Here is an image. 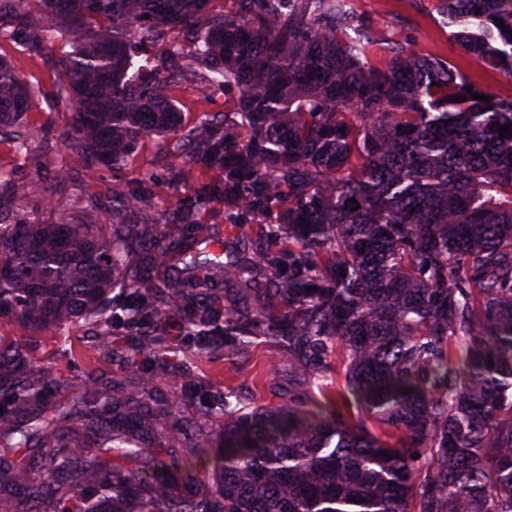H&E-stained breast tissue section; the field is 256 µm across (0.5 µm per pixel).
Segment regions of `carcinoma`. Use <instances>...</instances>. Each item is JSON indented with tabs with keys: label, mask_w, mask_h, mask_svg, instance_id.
I'll return each instance as SVG.
<instances>
[{
	"label": "carcinoma",
	"mask_w": 512,
	"mask_h": 512,
	"mask_svg": "<svg viewBox=\"0 0 512 512\" xmlns=\"http://www.w3.org/2000/svg\"><path fill=\"white\" fill-rule=\"evenodd\" d=\"M210 2L0 0V42L69 44L47 59L68 139L112 172V223L91 199L68 224L0 171V323L42 334L0 336V512H512V100L406 42L372 64L350 0ZM503 2L437 11L511 77ZM174 87L234 91L235 111L186 126ZM33 97L0 54V138L38 168ZM146 136L217 174L173 230L143 212L155 171L124 178ZM76 324L115 375L36 357ZM175 328L227 358L274 344L306 391L187 417L205 382Z\"/></svg>",
	"instance_id": "1"
}]
</instances>
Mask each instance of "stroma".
Returning <instances> with one entry per match:
<instances>
[{
    "label": "stroma",
    "mask_w": 512,
    "mask_h": 512,
    "mask_svg": "<svg viewBox=\"0 0 512 512\" xmlns=\"http://www.w3.org/2000/svg\"><path fill=\"white\" fill-rule=\"evenodd\" d=\"M436 0H353V7L362 15L379 36L394 39L406 38L411 49L421 55H435L454 62L472 81L493 96H512V80H505L486 70L466 54L451 39L449 30L439 22L433 9ZM0 51L12 54L18 72L25 76L38 93L24 116L26 125L37 129L39 136L31 144L34 154L53 160L65 159L73 170L72 178L55 179L53 171H46L43 180L51 185L59 206L50 214L53 222H75V206L85 195L93 193L107 199L111 193L112 178L108 172L87 166L62 142V133L69 126L71 117L60 112L51 95L55 76L45 58L29 57L14 50L10 44L0 45ZM166 145L155 138L143 139L129 163L127 176L135 179L147 169L158 173L148 195L152 210L159 222H167L178 201L191 192L201 179V170L193 164L183 163L185 180L182 187L172 189L163 173ZM282 359L267 344L257 345L248 357L232 362L207 355L197 356L193 362L195 374L206 381L212 391L221 392L231 387L248 398L253 405L267 406L279 402L280 395L291 388L287 373L281 372Z\"/></svg>",
    "instance_id": "35a3bbf8"
}]
</instances>
